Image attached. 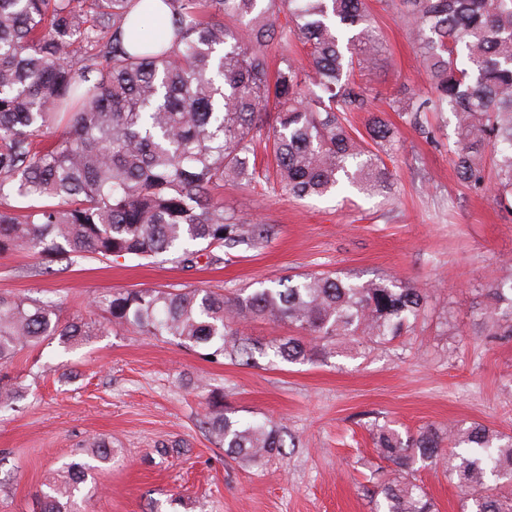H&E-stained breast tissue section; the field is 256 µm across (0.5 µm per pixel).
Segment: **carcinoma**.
<instances>
[{"instance_id": "cac0c4a2", "label": "carcinoma", "mask_w": 512, "mask_h": 512, "mask_svg": "<svg viewBox=\"0 0 512 512\" xmlns=\"http://www.w3.org/2000/svg\"><path fill=\"white\" fill-rule=\"evenodd\" d=\"M169 24L151 36L149 0H0V255L53 260L70 254L133 257L192 268L215 248L251 250L274 235L244 224L214 194L222 184L273 181L296 199L354 187L387 196L394 175L384 156L396 131L374 113L355 72L374 67L381 41L366 0H162ZM403 17L433 96L391 108L412 119L451 112L458 131L452 162L477 192L494 189L512 209V0H406ZM297 40L308 65L288 54ZM283 49L271 69L268 47ZM369 114L355 135L346 113ZM271 148L260 168L255 150ZM491 146L495 180L482 151ZM200 248H194V245ZM480 318L508 322L512 279L487 289ZM427 290L395 276L357 283L309 273L276 287L226 297L206 288L112 293L96 312L64 320L48 297L0 294V407L21 394L8 367L17 354L52 339L79 345L105 326L169 336L211 360L240 365L308 363L327 343L383 344L413 330ZM254 316L286 323L294 336L259 344L240 325ZM204 424L225 455L258 466L285 456L287 428L246 421L207 383ZM373 438L400 477L366 489L381 512H433L416 464L455 462L461 512H512V435L472 422L443 432L431 425L402 437L389 426ZM64 481L40 492L41 512H77L76 494L92 462L112 446L90 444Z\"/></svg>"}]
</instances>
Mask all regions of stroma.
I'll return each instance as SVG.
<instances>
[{
	"mask_svg": "<svg viewBox=\"0 0 512 512\" xmlns=\"http://www.w3.org/2000/svg\"><path fill=\"white\" fill-rule=\"evenodd\" d=\"M367 5L382 51L360 81L375 109L431 97L399 9ZM389 118L398 139L387 161L396 175L390 198L300 200L266 183L217 189L243 223L274 225L261 248H222L219 262L188 270L138 258L45 264L0 255V293L50 297L67 319L115 291L186 284L230 296L314 272L394 275L428 290L410 335L339 343L313 363L263 357L242 366L167 336L106 329L78 346L54 339L24 350L9 367L22 395L0 410V512H40L39 492L94 438L111 442L113 458L94 470L99 492L86 512H375L365 488L393 472L373 426L412 434L479 421L512 434V338L486 336L479 316L489 283L512 277V213L458 179L449 113H420L414 125ZM203 380L241 417L283 422L295 448L259 467L226 458L203 423ZM415 476L437 512H460L462 491L443 468Z\"/></svg>",
	"mask_w": 512,
	"mask_h": 512,
	"instance_id": "35a3bbf8",
	"label": "stroma"
}]
</instances>
